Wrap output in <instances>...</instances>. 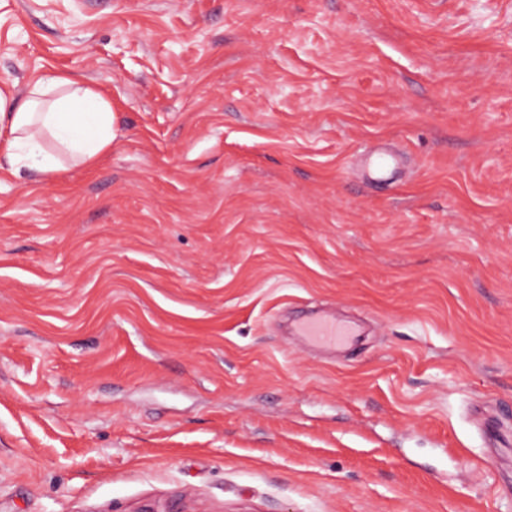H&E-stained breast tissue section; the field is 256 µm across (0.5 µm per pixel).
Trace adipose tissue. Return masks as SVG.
Returning <instances> with one entry per match:
<instances>
[{
    "instance_id": "obj_1",
    "label": "adipose tissue",
    "mask_w": 512,
    "mask_h": 512,
    "mask_svg": "<svg viewBox=\"0 0 512 512\" xmlns=\"http://www.w3.org/2000/svg\"><path fill=\"white\" fill-rule=\"evenodd\" d=\"M103 97L65 74L40 77L25 100L0 88V170L62 169L64 159L90 166L117 138Z\"/></svg>"
}]
</instances>
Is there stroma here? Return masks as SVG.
<instances>
[{"mask_svg":"<svg viewBox=\"0 0 512 512\" xmlns=\"http://www.w3.org/2000/svg\"><path fill=\"white\" fill-rule=\"evenodd\" d=\"M51 70L118 138L0 171V512H512V0H0ZM299 333L311 345L330 347L350 344L357 336L353 327L327 317L301 321Z\"/></svg>","mask_w":512,"mask_h":512,"instance_id":"35a3bbf8","label":"stroma"}]
</instances>
